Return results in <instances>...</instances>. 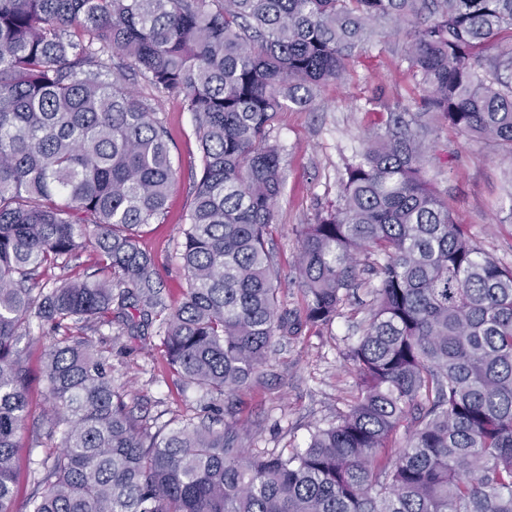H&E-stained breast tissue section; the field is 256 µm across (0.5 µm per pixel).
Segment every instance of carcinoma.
<instances>
[{"mask_svg":"<svg viewBox=\"0 0 512 512\" xmlns=\"http://www.w3.org/2000/svg\"><path fill=\"white\" fill-rule=\"evenodd\" d=\"M403 22L424 109L369 132L337 207L297 231L305 305L292 313L269 248L284 187L271 130ZM504 34L512 0H0V512H15L18 343L35 324L53 337L56 452L34 469L28 512H512V267L480 251L425 175L429 117L512 158V51L487 56ZM171 95L192 114L202 170L173 309L139 246L176 186L157 117ZM88 244L91 270L42 280ZM361 255L378 283L347 353L359 397L290 453H249L220 414L152 429L84 337L114 318L132 334L158 323L166 368L220 406L275 336L334 322ZM408 421L407 445L385 455Z\"/></svg>","mask_w":512,"mask_h":512,"instance_id":"obj_1","label":"carcinoma"}]
</instances>
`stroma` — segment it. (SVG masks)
I'll return each instance as SVG.
<instances>
[{"mask_svg": "<svg viewBox=\"0 0 512 512\" xmlns=\"http://www.w3.org/2000/svg\"><path fill=\"white\" fill-rule=\"evenodd\" d=\"M405 35L379 34L357 51L341 83L322 85L312 105L292 107L278 115L272 137L282 149L285 185L276 204V223L269 243L279 267L281 297L288 308L302 310L303 294L294 266L296 227L335 207L346 163L362 148L366 131L384 126L389 107H418L420 90L404 58ZM158 116L170 132L177 187L164 219L144 228L140 246L156 261L168 305L177 304L186 286L179 259L181 217L201 176L200 149L193 119L180 98H163ZM428 176L456 221L469 225L476 245L502 264L512 266V159L485 140L438 123L429 135ZM371 277L344 302L329 326L303 327L298 336L275 340L262 375L225 413L243 424L245 448L259 453L305 447L310 434L348 412L358 385L346 360L350 344L367 324ZM92 344L112 361L115 384L125 386L127 401L152 426L183 413L212 415L208 398L173 386L158 349L155 327L131 336L121 321L89 333ZM48 338L21 341L31 376L27 425L19 440L17 512H24L33 479L31 463L46 452L49 423L43 402L46 383L42 357Z\"/></svg>", "mask_w": 512, "mask_h": 512, "instance_id": "stroma-1", "label": "stroma"}]
</instances>
